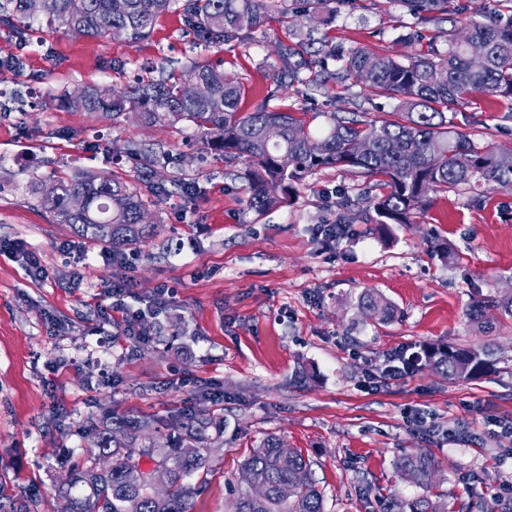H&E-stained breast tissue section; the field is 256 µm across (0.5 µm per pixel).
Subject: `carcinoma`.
I'll use <instances>...</instances> for the list:
<instances>
[{
	"instance_id": "obj_1",
	"label": "carcinoma",
	"mask_w": 512,
	"mask_h": 512,
	"mask_svg": "<svg viewBox=\"0 0 512 512\" xmlns=\"http://www.w3.org/2000/svg\"><path fill=\"white\" fill-rule=\"evenodd\" d=\"M33 0L0 3V25L26 39L42 23L56 31L79 28L87 37L106 39L120 28L126 40L137 43L150 36L157 19L172 9L184 18L194 42L210 46L244 41L266 14L276 10L288 16V0H85L76 14L71 0ZM407 11L433 19L454 11L450 0H402ZM473 42L485 47L480 64L470 57L467 45L448 31V49L428 54L394 57L365 47L340 54H326L339 63L336 73H310L302 43L279 45L281 67L268 73L274 89L267 101L251 112L242 110L246 87L242 78L208 62L193 61L181 72L159 78L141 77L134 84L90 86L78 94L63 93L62 106L109 119L128 115L143 126L193 130L200 150L226 160L245 157L249 170V208L262 213L292 199L295 184L325 168L358 171L374 182L380 193L368 197L376 224H414L430 206V194L458 185L479 192L512 190V145L479 146L452 127L446 112L477 97L512 100V20L475 21L466 25ZM299 61L294 62L292 58ZM332 79L362 83L370 96L398 101L388 118H368L362 111L323 113L320 129L311 128L305 112L272 106L269 100L301 83L316 95ZM194 81L199 92L184 99L186 83ZM288 156V167L281 157ZM30 187L52 223L64 224L76 235L91 238L121 254L151 237L154 225L139 216L149 211L148 195L166 191L160 183L147 191L111 174L79 173L68 179L31 178ZM361 312L378 323L392 315L382 295L367 289L358 299ZM495 308L512 315V298L478 299L472 311L482 315ZM425 362L450 379L476 378L496 365L492 349L430 348ZM150 417H133L110 411L90 421L95 440L83 467L70 473L73 488H86L84 496L68 498V512H189L192 496L208 483L214 444L224 433V417L184 412L171 423L172 435L160 446ZM194 452L187 454L186 449ZM162 465L169 472V493L155 495L143 460ZM395 470L422 486L427 493L403 499L391 497L385 512H448L432 499L435 462L419 451L402 453ZM240 483L233 512H324V495L312 475V462L298 449H285L283 441L267 436L240 465Z\"/></svg>"
}]
</instances>
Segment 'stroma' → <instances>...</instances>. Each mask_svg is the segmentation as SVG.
<instances>
[{
	"mask_svg": "<svg viewBox=\"0 0 512 512\" xmlns=\"http://www.w3.org/2000/svg\"><path fill=\"white\" fill-rule=\"evenodd\" d=\"M331 23L270 14L245 42L191 48L184 20L170 11L151 36L131 44L42 28L33 43L0 29V512H66L69 472L87 460L86 427L103 409L167 418L210 410L224 417L206 488L190 512H229L239 464L267 435L313 463L325 512H382L388 496L421 489L393 468L400 451H422L436 466L434 493L452 512H512V317L471 315L482 297L512 296V192L477 195L460 186L434 195L415 224L382 226L357 212L353 234L331 247L316 236L338 223L337 190L359 200L363 174L326 168L308 175L288 205L248 207L246 158L202 154L190 130L145 128L59 107L62 93L131 83L146 70L205 59L239 73L246 110L261 104L278 47L312 35L306 59L336 71L319 53L368 47L396 57L448 47L450 22L421 21L399 0H337ZM293 112H350L378 118L395 100H365L360 84L329 82L307 99L288 91ZM476 144L512 143V107L477 99L449 111ZM163 146L153 181L155 237L103 258L99 242L52 223L28 194L30 173L109 172L140 185L127 147ZM447 244L441 261L433 247ZM33 253L45 270L26 269ZM128 276L124 308L139 312L136 345L113 311L112 284ZM170 289L156 303L160 289ZM378 290L394 307L383 324L366 319L359 295ZM429 344L493 345L494 372L448 379L425 366L407 378L365 384L395 351Z\"/></svg>",
	"mask_w": 512,
	"mask_h": 512,
	"instance_id": "1",
	"label": "stroma"
}]
</instances>
